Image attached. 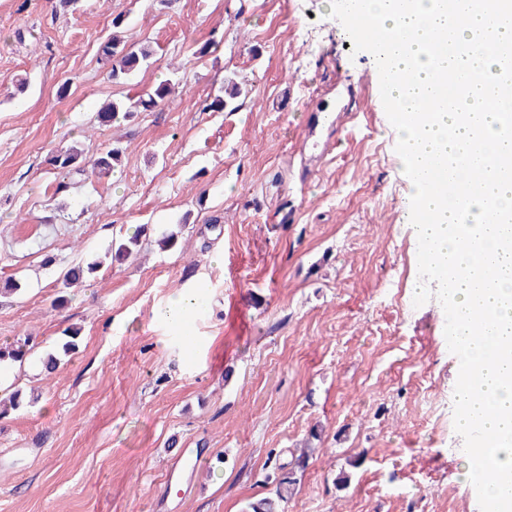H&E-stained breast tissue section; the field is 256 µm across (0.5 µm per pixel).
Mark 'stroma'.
I'll return each mask as SVG.
<instances>
[{
	"instance_id": "stroma-1",
	"label": "stroma",
	"mask_w": 512,
	"mask_h": 512,
	"mask_svg": "<svg viewBox=\"0 0 512 512\" xmlns=\"http://www.w3.org/2000/svg\"><path fill=\"white\" fill-rule=\"evenodd\" d=\"M343 3L0 0V282L21 286L0 296V344L34 343L11 377L27 404L0 422V512H242L304 451L287 512H484L461 477L472 443L455 424L443 297L415 288L429 269L375 106L379 59ZM118 15L154 52L121 83L98 54ZM340 73L362 110L321 159L304 124L336 102ZM165 80L168 104L99 124L104 102ZM228 80L242 89L232 109L202 111ZM72 146L86 162L123 155L104 177L55 170ZM142 225L151 239L179 230L178 245L104 262ZM83 258L103 264L61 289ZM184 288L205 301L192 345L154 317ZM187 454L204 466L168 478Z\"/></svg>"
}]
</instances>
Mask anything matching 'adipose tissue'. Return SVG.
Returning a JSON list of instances; mask_svg holds the SVG:
<instances>
[{"mask_svg":"<svg viewBox=\"0 0 512 512\" xmlns=\"http://www.w3.org/2000/svg\"><path fill=\"white\" fill-rule=\"evenodd\" d=\"M453 13L448 0H357L382 31L403 27L411 39L377 47L383 66L406 71L416 88L436 90L449 63L473 73L464 111L425 112L418 126L398 124L407 166L439 155L457 166L479 164L485 180L469 186L462 201L413 187L417 207L435 214L434 223L415 229V237L438 261L432 278L448 288L458 313L452 329L456 354L480 376L481 386L458 391V424L478 447L467 476L483 500L501 497L512 487V96H494L512 86L504 74L499 47L512 46V20H499L505 0H463ZM451 31V58L432 55L423 46L431 31Z\"/></svg>","mask_w":512,"mask_h":512,"instance_id":"1","label":"adipose tissue"}]
</instances>
